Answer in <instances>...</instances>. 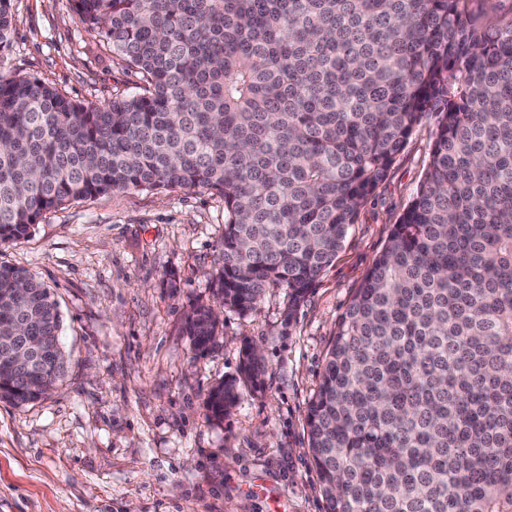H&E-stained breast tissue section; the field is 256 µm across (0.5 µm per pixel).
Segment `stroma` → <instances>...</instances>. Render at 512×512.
Masks as SVG:
<instances>
[{"label": "stroma", "mask_w": 512, "mask_h": 512, "mask_svg": "<svg viewBox=\"0 0 512 512\" xmlns=\"http://www.w3.org/2000/svg\"><path fill=\"white\" fill-rule=\"evenodd\" d=\"M12 46L0 74L36 77L87 104L141 79L71 0H12ZM435 131L426 117L361 207L336 257L292 322L269 289L195 355L183 314L218 267L224 202L204 189L128 190L47 213L0 247L60 305L66 374L52 393L0 402V512H325L308 452L307 403L336 325L424 179ZM258 347L264 393L242 389L223 420L208 388L237 376Z\"/></svg>", "instance_id": "1"}]
</instances>
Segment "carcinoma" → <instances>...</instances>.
Instances as JSON below:
<instances>
[{"label": "carcinoma", "mask_w": 512, "mask_h": 512, "mask_svg": "<svg viewBox=\"0 0 512 512\" xmlns=\"http://www.w3.org/2000/svg\"><path fill=\"white\" fill-rule=\"evenodd\" d=\"M475 0H71L141 75L89 105L38 78L0 77V246L74 200L206 189L224 200L214 301L185 330L203 353L219 309L271 288L293 320L360 208L430 112L425 177L340 317L308 402L326 512H512V17ZM0 0V66L11 49ZM57 348L13 361L15 320ZM49 288L0 264V402L63 376ZM253 389L266 366L247 345ZM239 399L204 397L221 420ZM474 7L478 14L485 16L487 22L512 16V0H477Z\"/></svg>", "instance_id": "obj_1"}]
</instances>
